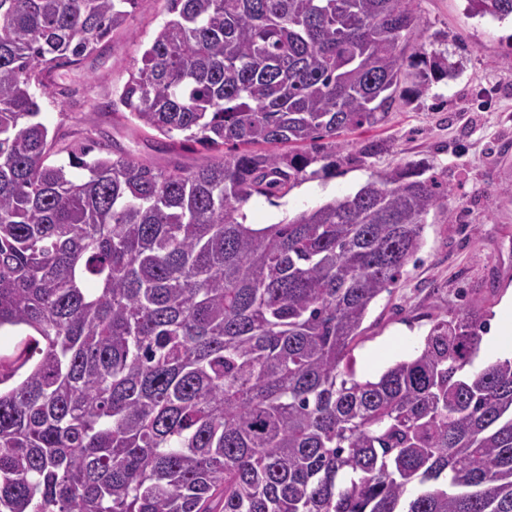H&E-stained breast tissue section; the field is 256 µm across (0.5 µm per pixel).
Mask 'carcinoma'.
Listing matches in <instances>:
<instances>
[{
  "label": "carcinoma",
  "instance_id": "1",
  "mask_svg": "<svg viewBox=\"0 0 512 512\" xmlns=\"http://www.w3.org/2000/svg\"><path fill=\"white\" fill-rule=\"evenodd\" d=\"M139 2L0 0V329L31 331L0 373V512H512V358L466 371L478 312L374 380L346 364L447 208L432 166L263 228L242 212L336 173L402 82L454 75L414 0H166L112 110L211 161L55 149L40 95Z\"/></svg>",
  "mask_w": 512,
  "mask_h": 512
}]
</instances>
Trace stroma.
Here are the masks:
<instances>
[{
	"mask_svg": "<svg viewBox=\"0 0 512 512\" xmlns=\"http://www.w3.org/2000/svg\"><path fill=\"white\" fill-rule=\"evenodd\" d=\"M465 6V0L413 2L427 49L447 52L458 64L453 77L431 82L420 97L401 96L381 126L341 136L335 174L243 208L247 223L275 224L419 161L447 182V212L430 213L422 247L370 306L349 354L359 380L375 379L410 356L436 319L471 307L492 320L512 299V198L503 193L512 185V21L468 18ZM167 18L165 0H141L125 32L80 67L61 71L58 92L41 97L39 119L49 133H87L110 152L161 166L204 160L205 152H173L158 133L132 130L110 107L141 45ZM373 141L380 151L363 155Z\"/></svg>",
	"mask_w": 512,
	"mask_h": 512,
	"instance_id": "35a3bbf8",
	"label": "stroma"
}]
</instances>
